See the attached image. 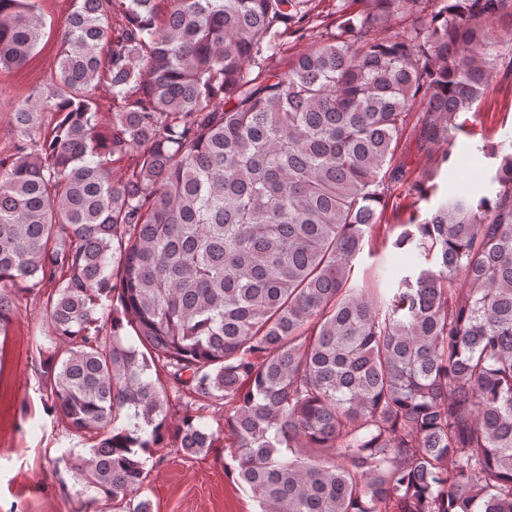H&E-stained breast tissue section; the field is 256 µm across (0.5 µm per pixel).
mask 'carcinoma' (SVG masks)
<instances>
[{
    "mask_svg": "<svg viewBox=\"0 0 512 512\" xmlns=\"http://www.w3.org/2000/svg\"><path fill=\"white\" fill-rule=\"evenodd\" d=\"M158 2L74 0L0 158V334L53 287L41 380L97 437L67 453L87 512H151L153 450L225 435L259 512H512V143L481 147L493 188L398 225L394 287L351 280L413 114L450 141L512 71V0H336L286 70L312 0ZM45 29L40 0H0V70ZM335 5L336 0H313L311 6L314 8V16L318 14V21L314 23V27L310 30L305 40L297 41L293 37H288L283 53L278 59V64L283 70L287 69L290 59L313 49L318 44L323 29L322 26L335 18Z\"/></svg>",
    "mask_w": 512,
    "mask_h": 512,
    "instance_id": "1",
    "label": "carcinoma"
}]
</instances>
